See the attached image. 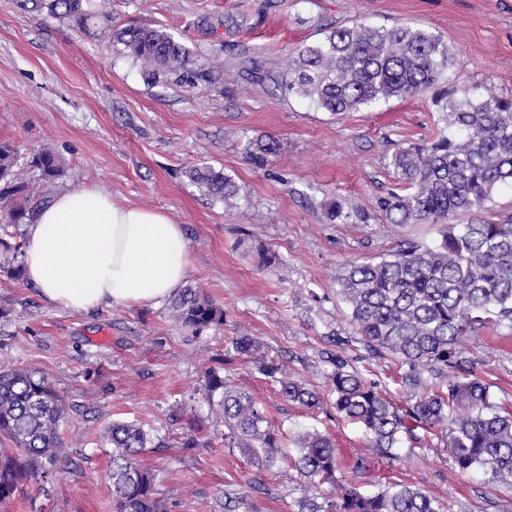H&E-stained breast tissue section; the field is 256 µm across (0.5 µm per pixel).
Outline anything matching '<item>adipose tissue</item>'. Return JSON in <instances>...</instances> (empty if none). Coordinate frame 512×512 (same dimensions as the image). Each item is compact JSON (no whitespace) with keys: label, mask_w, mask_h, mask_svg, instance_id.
Returning a JSON list of instances; mask_svg holds the SVG:
<instances>
[{"label":"adipose tissue","mask_w":512,"mask_h":512,"mask_svg":"<svg viewBox=\"0 0 512 512\" xmlns=\"http://www.w3.org/2000/svg\"><path fill=\"white\" fill-rule=\"evenodd\" d=\"M26 277L44 300L82 313L157 304L189 274L190 243L167 214L113 201L98 187L57 194L26 227Z\"/></svg>","instance_id":"obj_1"}]
</instances>
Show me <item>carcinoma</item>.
Here are the masks:
<instances>
[{
  "instance_id": "carcinoma-1",
  "label": "carcinoma",
  "mask_w": 512,
  "mask_h": 512,
  "mask_svg": "<svg viewBox=\"0 0 512 512\" xmlns=\"http://www.w3.org/2000/svg\"><path fill=\"white\" fill-rule=\"evenodd\" d=\"M19 7L110 32L112 43L146 67L150 81L172 75L178 83L195 84L189 50L150 24L104 26L86 0H19ZM448 61L447 44L426 29L355 23L299 50L281 74L280 89L327 112H355L434 88ZM434 101L444 128L390 155L388 166L399 184L377 197L375 206L392 224L443 225L441 242L427 246L404 239L388 257L353 265L339 278V292L367 349L389 353L409 367L402 384L414 393V402L399 413L375 382L348 370L336 354L329 358L330 393L339 417L358 425L380 457H395L403 434L418 443L416 430L438 432L460 471H481L511 487L512 415L500 413L492 385L465 367L463 352L468 338L487 325L512 324V222L454 220L485 208L499 187L512 186V98H474L468 88L453 87L436 93ZM31 168L44 180L64 171L51 150L23 161L15 148L0 145V276L13 280L23 276L24 238L8 227L30 223L41 206L20 175ZM187 178L219 200L239 192L231 176L211 166L194 168ZM168 310L174 325L194 336L226 322L224 308L190 286L174 296ZM231 346L278 384L283 400L311 410L321 406L320 392L263 356L255 338L235 336ZM426 372L447 380L445 388H425ZM206 387L210 406L217 407L227 429L228 447L259 469L287 462L308 487H330L328 497H303L299 512H441L435 499L404 483L361 492L337 477L340 458L331 437L317 430L291 437L276 429L251 394L214 369L206 372ZM78 412L41 370L0 365V504L11 501L23 481L47 475L68 458L60 426ZM102 446L111 449L112 512H169L158 497L161 470L141 461L146 451H164L165 439L141 424L114 421L102 434Z\"/></svg>"
}]
</instances>
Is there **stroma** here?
<instances>
[{
	"label": "stroma",
	"instance_id": "35a3bbf8",
	"mask_svg": "<svg viewBox=\"0 0 512 512\" xmlns=\"http://www.w3.org/2000/svg\"><path fill=\"white\" fill-rule=\"evenodd\" d=\"M113 25L145 22L183 44L200 75L194 86L146 80L141 64L99 31L47 13H24L0 0V144L42 148L63 160L64 176L35 181L44 201L98 186L120 204L165 212L190 242L188 285L223 307V329L200 336L176 328L167 303L109 305L71 314L47 304L27 281L0 276V361L43 371L81 412L62 426L68 459L48 478L25 481L0 512H112L110 451L100 435L115 420L137 421L166 437L168 449L146 453L160 470L158 492L169 512H224L225 490L262 485L249 512H297L305 488L283 464L252 466L224 443L211 415L205 372L242 387L287 433L318 430L336 442L343 464L367 459L347 477L374 493L399 481L433 497L443 512H512V487L480 472L460 473L441 437L399 444L396 459L368 449L360 428L279 397L268 378L236 358L232 336L262 342L289 374L328 392L327 352L386 391L402 408L411 399L399 380L407 365L367 351L350 322L338 280L353 264L376 262L403 239L432 244L440 225L390 224L375 199L397 181L388 158L430 139L442 125L431 94L393 98L358 112L332 114L308 99L284 96L278 74L305 45L339 26L408 24L437 35L452 54L441 82L478 96L512 95V0H90ZM261 63L258 76L242 68ZM275 147L253 162L249 141ZM224 170L238 195L216 200L191 184L200 164ZM339 202L342 218L327 216ZM279 264L262 269L256 249ZM467 368L489 382L512 413V330L491 326L465 349ZM200 447L186 449V423Z\"/></svg>",
	"mask_w": 512,
	"mask_h": 512
}]
</instances>
